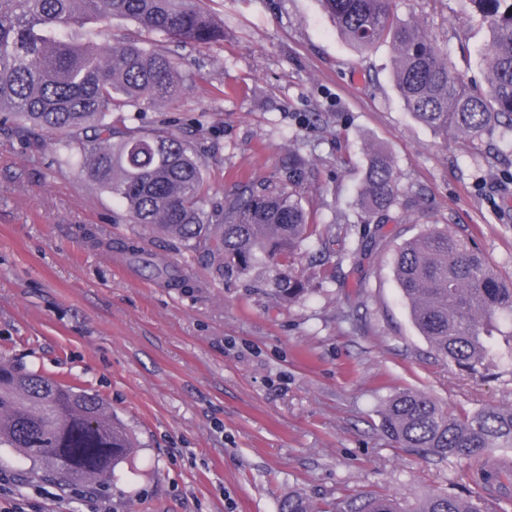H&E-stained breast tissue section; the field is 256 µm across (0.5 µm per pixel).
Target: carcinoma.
<instances>
[{
	"label": "carcinoma",
	"instance_id": "obj_1",
	"mask_svg": "<svg viewBox=\"0 0 512 512\" xmlns=\"http://www.w3.org/2000/svg\"><path fill=\"white\" fill-rule=\"evenodd\" d=\"M320 3L357 49L388 44L398 93L417 122L444 137L457 133L468 150L496 133L512 147V0H470L490 32L484 97L461 78L448 40L400 18L394 0ZM115 18L199 47L224 35L203 0H0V125L52 139L59 166L85 169L120 201L131 223L159 229L242 278L268 270L264 286L276 299L303 296L306 282L292 266L317 231L302 192L308 160L290 152L274 184L259 188L241 180L224 201H212L203 162L185 136L112 120L115 112H145L184 89L176 58L155 42L112 33ZM363 181L351 207L369 224L424 204L420 196H402L393 162L378 150L370 153ZM117 250L171 288L193 287L132 243ZM394 273L415 326L438 358L482 374L499 346L512 352V328L498 324L500 313H512V279L494 272L473 238L434 225L399 245ZM381 426L401 447L422 448L438 462L474 463L482 483L512 498V462L493 458L498 449L512 448V406L461 415L407 390L386 402ZM0 447L54 480L110 485L137 445L99 395L24 372L1 356ZM333 510L479 512L472 501L445 492L409 508L391 495L365 494L340 499ZM279 512L322 509L291 494Z\"/></svg>",
	"mask_w": 512,
	"mask_h": 512
}]
</instances>
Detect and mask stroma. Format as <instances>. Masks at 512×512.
<instances>
[{"label": "stroma", "mask_w": 512, "mask_h": 512, "mask_svg": "<svg viewBox=\"0 0 512 512\" xmlns=\"http://www.w3.org/2000/svg\"><path fill=\"white\" fill-rule=\"evenodd\" d=\"M209 7L223 41L166 43L184 89L147 120L194 140L217 201L238 177L270 179L288 151L310 153L306 194L321 234L296 262L310 292L276 302L260 284L222 276L130 223L85 172L59 167L50 140L0 131V356L101 395L139 445L95 498L68 489L59 500L44 495L41 470L0 448V502L26 512H279L293 491L321 507L361 491L409 503L446 491L512 512L470 482L469 462L400 447L380 416L402 390L458 414L512 405V356L499 353L490 374L474 377L438 359L393 269L404 240L449 224L512 278V155L499 140L478 153L419 124L394 86L389 46L356 52L319 0ZM398 11L466 45L457 67L473 93L486 92L488 33L470 0H399ZM310 112L324 122L309 125ZM377 146L402 194L425 193L429 204L395 210L382 247L356 264L347 253L366 217L349 203ZM324 235L334 239L327 253ZM123 241L178 266L190 287L149 279L116 252Z\"/></svg>", "instance_id": "35a3bbf8"}]
</instances>
